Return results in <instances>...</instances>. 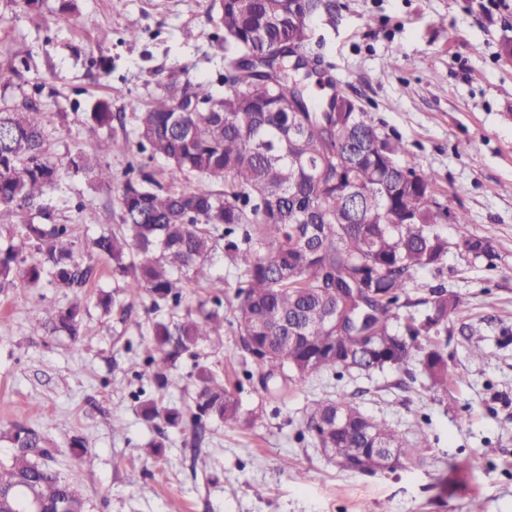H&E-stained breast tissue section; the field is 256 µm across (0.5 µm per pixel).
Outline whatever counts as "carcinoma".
<instances>
[{
  "mask_svg": "<svg viewBox=\"0 0 512 512\" xmlns=\"http://www.w3.org/2000/svg\"><path fill=\"white\" fill-rule=\"evenodd\" d=\"M334 0H209L208 17L222 32L223 90L187 81L171 83L144 107L112 111L102 98L90 119L111 128L131 119L134 139L110 136L116 152L136 150L166 161L173 183L164 191L153 175L130 168L118 198L120 233L96 237L95 251L112 260V274L131 298L147 296L167 318L150 327L155 354L148 356L158 389L185 354L224 329V301L180 314L183 288L211 282L212 257L223 250L244 278L239 287L238 328L244 349L266 367L269 380L286 383L330 371L370 374L419 363L430 388L448 387V363L427 347L458 306L446 287L431 290L429 311L409 315L395 329L397 310L412 305L409 284L448 258L441 226L465 216L450 213L434 193L436 178L420 167L405 142L383 134L364 109L336 91L317 57L307 55L308 22L329 13ZM310 69L329 89L319 105L298 87ZM357 147L339 171L336 154ZM83 174L112 184V170L81 153L52 157L46 115L25 100L0 109V208L35 211L38 224H18L0 245V288L22 277L56 288H80L95 267L75 258L73 230L56 221L41 200L62 174ZM455 247L475 258L489 240L468 236ZM371 289L367 294L357 287ZM54 329L80 335L79 306L49 315ZM365 336L360 345L355 336ZM199 389L193 422H249L234 394L210 367L195 364ZM141 414L176 427L182 415L149 399ZM305 428L320 448H341L345 471L366 473L350 460L369 448L399 443L384 419L367 415L352 395L314 401ZM10 462L0 465V512H89L73 481L50 464L52 452L34 429L9 431ZM80 466L93 465L82 441L71 444ZM429 448L422 430L401 447L399 465H414Z\"/></svg>",
  "mask_w": 512,
  "mask_h": 512,
  "instance_id": "obj_1",
  "label": "carcinoma"
}]
</instances>
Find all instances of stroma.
<instances>
[{"instance_id":"35a3bbf8","label":"stroma","mask_w":512,"mask_h":512,"mask_svg":"<svg viewBox=\"0 0 512 512\" xmlns=\"http://www.w3.org/2000/svg\"><path fill=\"white\" fill-rule=\"evenodd\" d=\"M79 18L41 0L26 12L0 0V65L26 61L23 78L0 87V100L33 96L48 119L50 151H81L108 164L111 187L85 176L64 178L45 204L74 227L80 254L102 228L119 222L118 196L133 157L108 150L95 130L94 102L110 98L126 112L148 104L172 81L219 84L223 53L207 17L208 0H77ZM309 53L336 86L359 103L389 137L407 143L436 176V196L466 223H448L453 248L442 272L415 275L417 313L430 288L445 283L460 298L438 338L448 362V389L429 390L420 367L336 377L320 372L264 393L263 368L241 344L234 317L239 271L228 258L213 265L221 291L192 283L183 304L224 298V333L169 370L158 390L146 359L157 319L148 299L130 301L112 262L93 259L97 275L63 292L15 279L0 289V463L16 424L34 428L53 450L51 464L73 478L90 512H512V60L500 55L512 33V0H335L309 22ZM138 31L130 40L129 31ZM489 238L493 258L455 250L463 236ZM117 300L111 312L100 292ZM82 308V340L52 327L33 329L29 313L71 304ZM480 346L482 357L470 354ZM223 375L257 420L208 425L195 439L191 398L194 362ZM353 394L361 409L385 418L401 439L424 428L422 465L376 474L351 473L317 448L305 430L312 400ZM180 409L179 427L157 432L140 412L139 395ZM165 435V446L150 443ZM82 439L96 455L79 468L70 451ZM291 461L284 470L283 461Z\"/></svg>"}]
</instances>
